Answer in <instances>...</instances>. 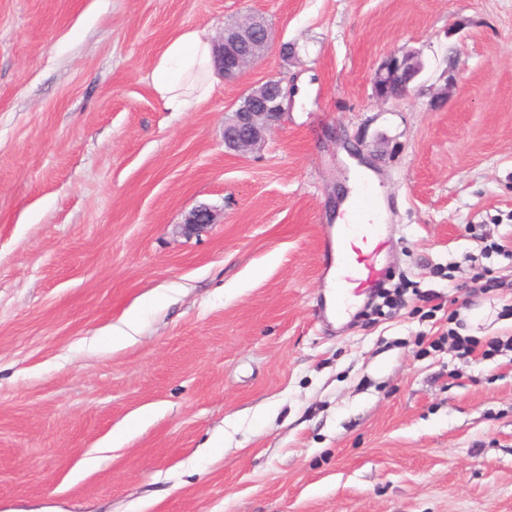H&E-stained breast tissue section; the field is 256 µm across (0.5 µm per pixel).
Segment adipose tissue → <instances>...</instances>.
I'll return each mask as SVG.
<instances>
[{"label": "adipose tissue", "mask_w": 512, "mask_h": 512, "mask_svg": "<svg viewBox=\"0 0 512 512\" xmlns=\"http://www.w3.org/2000/svg\"><path fill=\"white\" fill-rule=\"evenodd\" d=\"M214 74L212 40L205 31L186 29L158 55L150 81L166 110L184 112L209 96Z\"/></svg>", "instance_id": "ef3b65f1"}]
</instances>
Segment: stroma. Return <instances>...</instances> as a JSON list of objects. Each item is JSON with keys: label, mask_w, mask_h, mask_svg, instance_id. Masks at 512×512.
<instances>
[{"label": "stroma", "mask_w": 512, "mask_h": 512, "mask_svg": "<svg viewBox=\"0 0 512 512\" xmlns=\"http://www.w3.org/2000/svg\"><path fill=\"white\" fill-rule=\"evenodd\" d=\"M247 13L272 50L166 111L167 41ZM410 51V94L377 100L374 70ZM269 76L309 106L227 151L228 106ZM359 165L401 301L334 323L322 243ZM201 205L214 224L184 236ZM494 241L512 0H0V512H512ZM452 331L500 350L460 356Z\"/></svg>", "instance_id": "obj_1"}]
</instances>
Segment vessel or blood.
Masks as SVG:
<instances>
[{
	"mask_svg": "<svg viewBox=\"0 0 512 512\" xmlns=\"http://www.w3.org/2000/svg\"><path fill=\"white\" fill-rule=\"evenodd\" d=\"M370 195L358 201L351 222L341 225L335 240L325 241L323 255L336 271L338 284L352 285L355 293L372 291L383 279L380 256L387 240L382 224L369 219Z\"/></svg>",
	"mask_w": 512,
	"mask_h": 512,
	"instance_id": "b4317fda",
	"label": "vessel or blood"
}]
</instances>
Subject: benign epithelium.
Returning <instances> with one entry per match:
<instances>
[{"instance_id":"7a95c632","label":"benign epithelium","mask_w":512,"mask_h":512,"mask_svg":"<svg viewBox=\"0 0 512 512\" xmlns=\"http://www.w3.org/2000/svg\"><path fill=\"white\" fill-rule=\"evenodd\" d=\"M272 31L266 20L247 14L224 25L215 40L216 63L224 80L234 82L245 76L267 54ZM422 71L417 55L393 52L374 70L371 83L381 101L405 97L410 85ZM288 92L276 77H267L247 89L232 105L231 115L224 118V146L245 154L260 148L286 111ZM214 223L212 210L201 205L183 224V233L198 236Z\"/></svg>"}]
</instances>
